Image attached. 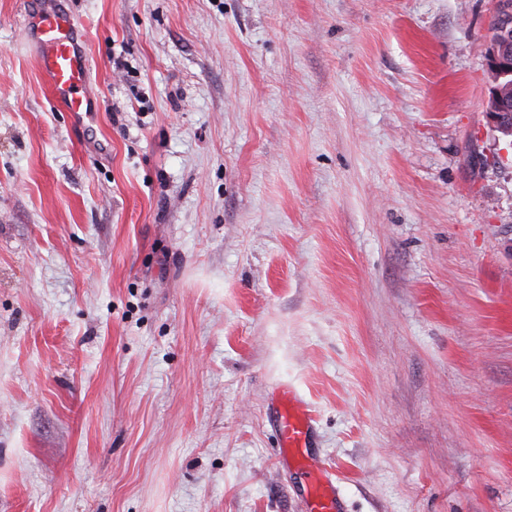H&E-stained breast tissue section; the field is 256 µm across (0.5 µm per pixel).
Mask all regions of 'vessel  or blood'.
I'll use <instances>...</instances> for the list:
<instances>
[{
	"mask_svg": "<svg viewBox=\"0 0 512 512\" xmlns=\"http://www.w3.org/2000/svg\"><path fill=\"white\" fill-rule=\"evenodd\" d=\"M23 34L40 49L38 62L54 101L69 112L90 111L87 85L91 53L79 38L72 16L54 5L42 7L25 20ZM272 421L281 448L293 452L309 476L310 512H334L339 502L329 472L308 453L312 419L304 402L292 391H285Z\"/></svg>",
	"mask_w": 512,
	"mask_h": 512,
	"instance_id": "b4317fda",
	"label": "vessel or blood"
}]
</instances>
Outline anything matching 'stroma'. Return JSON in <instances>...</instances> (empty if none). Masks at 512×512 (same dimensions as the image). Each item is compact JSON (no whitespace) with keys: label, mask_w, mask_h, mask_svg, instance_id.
<instances>
[{"label":"stroma","mask_w":512,"mask_h":512,"mask_svg":"<svg viewBox=\"0 0 512 512\" xmlns=\"http://www.w3.org/2000/svg\"><path fill=\"white\" fill-rule=\"evenodd\" d=\"M0 0V512H512L498 0ZM23 34L40 49L38 62L52 97L67 112H92L87 90L91 53L66 10L44 6L24 22ZM272 421L278 431L282 452L288 448L309 476V512H340L335 498L336 488L328 470L312 458L310 448L312 419L306 405L292 391H284L280 408L272 412ZM323 465V466H322Z\"/></svg>","instance_id":"35a3bbf8"}]
</instances>
